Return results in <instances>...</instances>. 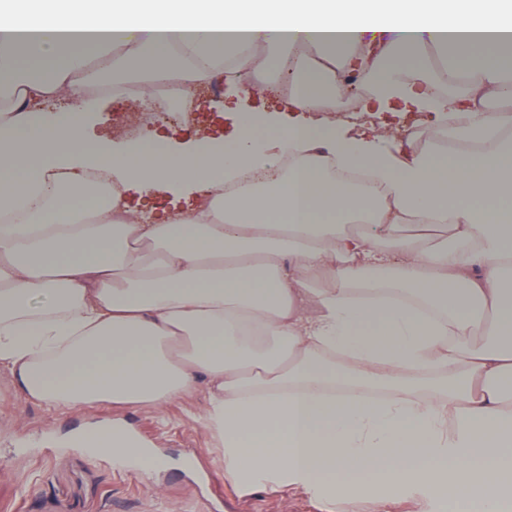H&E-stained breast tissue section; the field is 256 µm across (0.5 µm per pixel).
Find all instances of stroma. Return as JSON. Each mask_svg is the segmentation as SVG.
Returning a JSON list of instances; mask_svg holds the SVG:
<instances>
[{"label":"stroma","mask_w":512,"mask_h":512,"mask_svg":"<svg viewBox=\"0 0 512 512\" xmlns=\"http://www.w3.org/2000/svg\"><path fill=\"white\" fill-rule=\"evenodd\" d=\"M252 78L246 93L229 84L217 94L210 84L198 86V126L187 127L168 116L145 127L143 142L154 141L163 132L170 148L180 151L206 138L233 134L240 114L283 109L282 99L267 88L287 80L286 69L260 65ZM91 100L95 117L87 136L125 145L112 126V116L136 110L137 100L106 91L93 94ZM413 126L430 137L437 133L416 113L395 119L385 114L371 127L376 147L393 149ZM205 407V396L199 393L160 410L133 412L99 404L56 420L26 401L0 373V512H324L319 500L299 491L236 494L202 425ZM115 423L128 424L137 439L161 454L164 468L151 474L120 468L111 458L75 445L78 432Z\"/></svg>","instance_id":"1"}]
</instances>
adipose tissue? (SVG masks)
Returning a JSON list of instances; mask_svg holds the SVG:
<instances>
[{
    "label": "adipose tissue",
    "mask_w": 512,
    "mask_h": 512,
    "mask_svg": "<svg viewBox=\"0 0 512 512\" xmlns=\"http://www.w3.org/2000/svg\"><path fill=\"white\" fill-rule=\"evenodd\" d=\"M287 53L306 58L294 110L324 111L321 92L359 58L377 101L416 104L457 149L378 152L322 120L281 129L275 153L248 125L178 155L84 136L79 106L105 71L152 85L176 56L190 91L225 59L243 82L255 58ZM511 71L512 0H0V370L60 414L205 392L242 495L507 512ZM458 82L460 96L437 91ZM62 94L75 109L48 113ZM284 154L287 174L241 181ZM92 169L213 193L144 221L91 192ZM86 441L120 466L159 464L120 427Z\"/></svg>",
    "instance_id": "ef3b65f1"
}]
</instances>
